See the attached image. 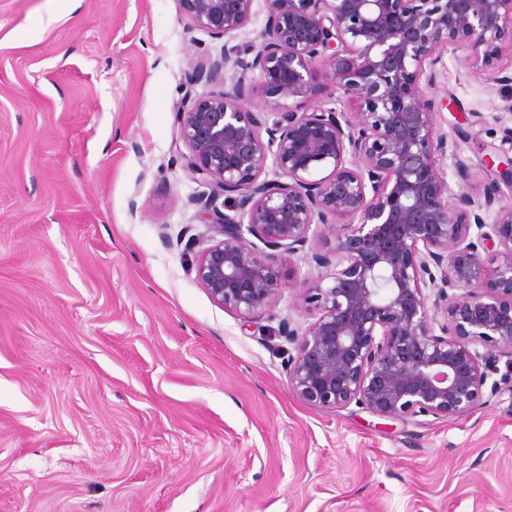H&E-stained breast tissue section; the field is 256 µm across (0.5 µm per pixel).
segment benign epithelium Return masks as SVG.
Masks as SVG:
<instances>
[{
  "label": "benign epithelium",
  "instance_id": "1",
  "mask_svg": "<svg viewBox=\"0 0 512 512\" xmlns=\"http://www.w3.org/2000/svg\"><path fill=\"white\" fill-rule=\"evenodd\" d=\"M263 2L253 42L233 43ZM195 26L226 37L190 63L191 82L232 72L230 89L176 113L191 198L215 243L191 270L214 303L250 322L285 284L282 253L311 251L326 273L306 289L311 322L281 323L295 346L288 385L321 409L354 404L392 420L474 411L488 369L512 371V207L453 204L439 158L448 136L428 90L448 43L490 66L512 43V0H181ZM252 55L251 60L244 59ZM277 96L271 124L247 109ZM356 100V118L333 107ZM317 100L299 112L282 104ZM346 219L320 249L312 226ZM496 249L484 267L481 252Z\"/></svg>",
  "mask_w": 512,
  "mask_h": 512
}]
</instances>
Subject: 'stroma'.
I'll use <instances>...</instances> for the list:
<instances>
[{"mask_svg":"<svg viewBox=\"0 0 512 512\" xmlns=\"http://www.w3.org/2000/svg\"><path fill=\"white\" fill-rule=\"evenodd\" d=\"M223 43L180 0H0V512H512V383L450 421L316 408L277 329L321 268L280 256L250 326L191 273L176 112ZM430 94L451 192L511 207L512 51L449 45Z\"/></svg>","mask_w":512,"mask_h":512,"instance_id":"stroma-1","label":"stroma"}]
</instances>
